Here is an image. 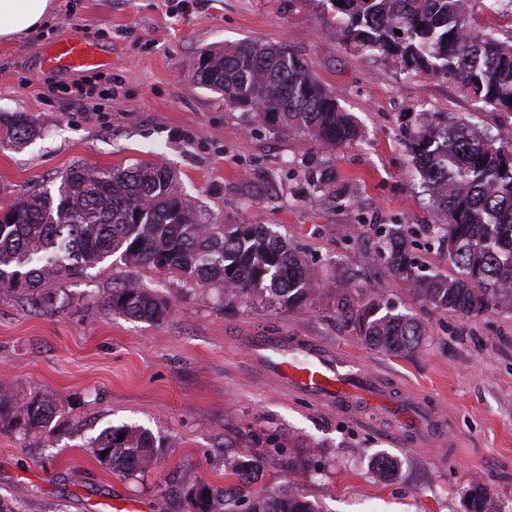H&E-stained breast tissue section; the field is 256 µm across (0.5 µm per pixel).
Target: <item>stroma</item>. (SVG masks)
Masks as SVG:
<instances>
[{"label":"stroma","mask_w":512,"mask_h":512,"mask_svg":"<svg viewBox=\"0 0 512 512\" xmlns=\"http://www.w3.org/2000/svg\"><path fill=\"white\" fill-rule=\"evenodd\" d=\"M48 23L0 41V112L35 116L41 135L0 145V190L51 184L76 162L127 167L156 162L217 224H269L317 274L318 288L360 298L377 292L425 329L420 349L392 357L364 346L337 320L329 296L283 312L225 300L219 287L191 288L108 259L61 281L66 306L47 310L0 291V386L60 401L52 435L0 431V501L20 512H113L136 499L160 512L171 478L191 471L227 487L228 464L261 453L236 512L287 488L323 512H464L481 483L512 500V315L459 317L433 308L388 272L381 230L404 225L412 253L431 272L448 258L430 226L435 212L409 145L423 120L464 121L488 133L504 112L458 84L404 71L363 53L333 31L330 0H56ZM83 27L108 53L112 97L101 118L49 91L57 73L40 51ZM245 40L274 43L306 59L359 124L335 148L308 135L259 127L252 113L197 86L200 51ZM139 280L173 307L162 323L130 320L107 307L113 286ZM285 332L348 353L388 385L424 398L448 420L445 448L405 445L399 425L373 409L346 415L280 391L250 366L244 341ZM149 429L156 465L127 478L103 467L87 443L114 425ZM399 468L381 479L380 454Z\"/></svg>","instance_id":"1"}]
</instances>
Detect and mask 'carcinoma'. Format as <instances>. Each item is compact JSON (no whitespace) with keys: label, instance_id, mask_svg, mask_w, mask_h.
<instances>
[{"label":"carcinoma","instance_id":"carcinoma-1","mask_svg":"<svg viewBox=\"0 0 512 512\" xmlns=\"http://www.w3.org/2000/svg\"><path fill=\"white\" fill-rule=\"evenodd\" d=\"M336 32L360 50L380 51L406 71L460 83L478 101L512 115V31H475V12L512 16V0H332ZM402 35L395 34V30ZM205 69L193 70L202 88L224 103L254 113L271 130H290L334 147L357 136V125L312 73L308 62L282 47L246 41L207 51ZM0 131L15 145L39 136L26 112H0ZM512 123L495 135L468 122H428L410 144L423 187L436 208L432 232L448 253L450 274L427 275L412 256L400 224L384 231L380 253L389 272L433 307L462 317L512 313ZM56 188H30L0 198V288L35 305L66 304L57 284L117 255L155 275L175 274L198 288L219 286L229 301L260 302L281 311L304 307L316 275L288 243L264 224H214L179 188L165 165L124 169L78 163ZM112 312L162 323L171 303L136 280L112 288ZM336 319L368 347L393 356L416 351L422 324L375 294L336 299ZM64 409L55 399L20 396L0 388V429L51 434ZM115 474L149 470L160 451L153 434L109 426L88 443ZM259 455L237 461V482L261 467ZM465 512H499L479 484L464 494ZM234 512L228 492L185 474L171 487L161 512ZM248 512H318L282 491Z\"/></svg>","mask_w":512,"mask_h":512}]
</instances>
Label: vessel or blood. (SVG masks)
<instances>
[{"instance_id":"vessel-or-blood-1","label":"vessel or blood","mask_w":512,"mask_h":512,"mask_svg":"<svg viewBox=\"0 0 512 512\" xmlns=\"http://www.w3.org/2000/svg\"><path fill=\"white\" fill-rule=\"evenodd\" d=\"M104 60L100 46L86 35L74 33L52 43L40 57L43 69L60 73L87 71ZM251 357L266 376L288 391L330 407L354 410L374 404L396 413L406 436L417 439L427 424L436 423L431 408L422 400L392 395L376 375L367 372L339 352L312 340L293 346L280 333L249 340Z\"/></svg>"}]
</instances>
